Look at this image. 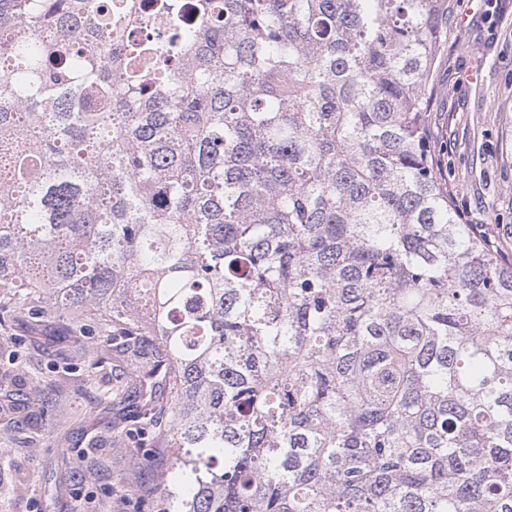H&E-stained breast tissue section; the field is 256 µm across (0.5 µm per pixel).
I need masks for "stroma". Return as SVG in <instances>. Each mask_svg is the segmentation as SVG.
<instances>
[{
	"label": "stroma",
	"mask_w": 512,
	"mask_h": 512,
	"mask_svg": "<svg viewBox=\"0 0 512 512\" xmlns=\"http://www.w3.org/2000/svg\"><path fill=\"white\" fill-rule=\"evenodd\" d=\"M448 40L434 74L436 97L429 138L438 173L453 191L466 223L482 228L501 259L512 261V0H452ZM54 328L21 347L4 388L28 390L29 377L46 380L25 402L29 418L0 431V512H164L156 446L155 467H141L132 449L112 440V410L82 418L86 403L112 386V365L73 366L55 354ZM63 403L67 421L44 425L39 409ZM139 490L120 489L126 474Z\"/></svg>",
	"instance_id": "1"
}]
</instances>
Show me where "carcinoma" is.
Segmentation results:
<instances>
[{"instance_id":"carcinoma-1","label":"carcinoma","mask_w":512,"mask_h":512,"mask_svg":"<svg viewBox=\"0 0 512 512\" xmlns=\"http://www.w3.org/2000/svg\"><path fill=\"white\" fill-rule=\"evenodd\" d=\"M194 8L158 60L112 0H0L4 341L123 369L165 512H512V263L427 130L450 0Z\"/></svg>"}]
</instances>
